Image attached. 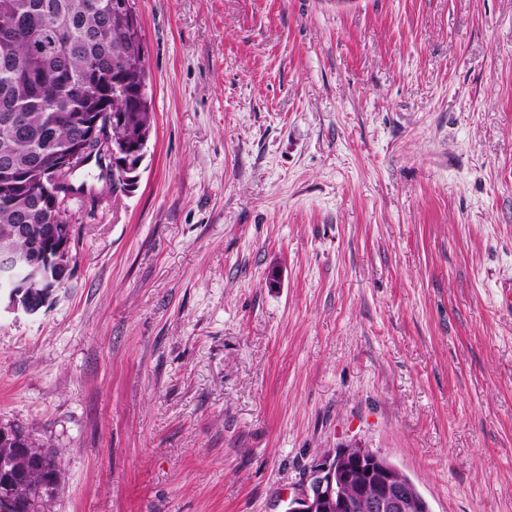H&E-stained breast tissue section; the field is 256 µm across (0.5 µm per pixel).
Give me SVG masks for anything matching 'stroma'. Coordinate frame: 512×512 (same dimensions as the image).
Wrapping results in <instances>:
<instances>
[{
	"mask_svg": "<svg viewBox=\"0 0 512 512\" xmlns=\"http://www.w3.org/2000/svg\"><path fill=\"white\" fill-rule=\"evenodd\" d=\"M136 186L0 315L35 512H285L324 451L512 512V0H134Z\"/></svg>",
	"mask_w": 512,
	"mask_h": 512,
	"instance_id": "obj_1",
	"label": "stroma"
}]
</instances>
